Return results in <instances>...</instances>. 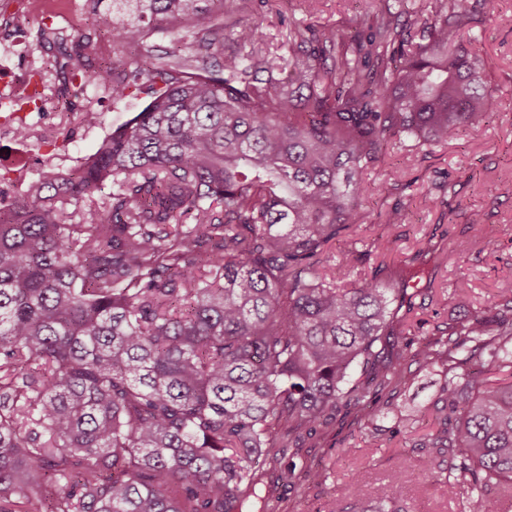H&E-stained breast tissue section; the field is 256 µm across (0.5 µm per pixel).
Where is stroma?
<instances>
[{
    "label": "stroma",
    "mask_w": 512,
    "mask_h": 512,
    "mask_svg": "<svg viewBox=\"0 0 512 512\" xmlns=\"http://www.w3.org/2000/svg\"><path fill=\"white\" fill-rule=\"evenodd\" d=\"M378 4L379 0H269L272 11L281 13L285 22L263 24L259 42L280 53L288 42L290 24L345 31ZM18 11L23 18L16 31L17 51L46 59L52 66L45 90L50 105L41 125L44 132H57L68 140V156L95 150L103 138L100 128L82 120L84 110L101 114L115 129L143 109L150 92L144 87L121 99L103 97L94 90L82 100L61 97L57 71L68 62L65 48L87 38L89 59L120 73L144 59L159 63L172 53L191 55L204 27L223 19L218 9L208 15L204 27L191 32L174 35L156 28L147 32L142 45L119 46L112 40V0H66L60 14L35 4L23 5L22 0H0V20ZM471 36L497 92L490 122L427 153L390 150L373 178L393 183L394 191L374 196L364 209L362 223L327 249L329 271L342 254L356 258L348 280L357 283L371 277L376 267L403 260L421 238L433 237L440 265L429 291L417 297L407 316L408 335L417 340L430 337L435 326H447L449 319L463 316L456 304L458 279H465L473 306L488 305L495 301L502 268L512 265V0H498L495 17L475 23ZM66 158L52 157L50 149L35 144L19 147L1 142L0 172L7 179L0 186L10 194H22L35 168L47 170L52 164H65ZM452 174L458 181L450 195L442 186ZM396 209L404 211L403 223H391ZM441 378L437 371L421 372L382 407L371 428H361L351 415L323 427L315 437L316 448L310 451L323 468V483L277 488L270 465H258L259 494L245 502L243 512H340L352 501L354 480H361L366 498H374L397 469L404 450L416 462L407 478L406 503L413 512H473L472 506L441 496L423 480L418 468L424 454L416 445L433 423Z\"/></svg>",
    "instance_id": "35a3bbf8"
}]
</instances>
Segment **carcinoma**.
<instances>
[{
    "label": "carcinoma",
    "instance_id": "1",
    "mask_svg": "<svg viewBox=\"0 0 512 512\" xmlns=\"http://www.w3.org/2000/svg\"><path fill=\"white\" fill-rule=\"evenodd\" d=\"M199 2L120 0L112 39L139 42L146 20L178 32ZM411 4L383 0L350 39L296 25L272 58L255 49L263 20L238 18L189 58L78 63L84 87L123 98L145 80L152 100L80 168L0 206V512H240L261 457L278 484L319 483L317 463L281 467L287 447L344 409L372 422L405 362L444 367L424 480L509 512L512 381L481 376L512 372V266L494 305L388 356L384 337L406 333L393 303L420 295L432 239L351 287L321 272L363 200L390 190L364 181L388 146L425 150L493 114L462 32L497 0ZM411 467L402 454L367 503L355 482L354 508L402 512Z\"/></svg>",
    "mask_w": 512,
    "mask_h": 512
}]
</instances>
